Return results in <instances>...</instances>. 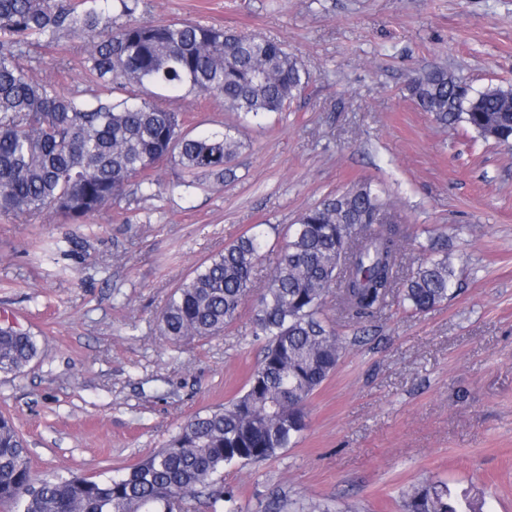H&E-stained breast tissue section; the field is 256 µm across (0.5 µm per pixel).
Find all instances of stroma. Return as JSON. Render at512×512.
<instances>
[{"mask_svg": "<svg viewBox=\"0 0 512 512\" xmlns=\"http://www.w3.org/2000/svg\"><path fill=\"white\" fill-rule=\"evenodd\" d=\"M137 14L277 40L310 80L259 117L208 96L172 101L186 127L238 128L224 177L188 187L168 162L162 193L129 192L79 224L0 216V323L39 346L24 372L0 373V411L35 477L107 478L243 393L266 342L253 310L269 262L223 336L169 343L159 318L170 296L253 226L275 225L268 245L279 247L304 210L366 182L407 229L406 266L446 239L456 291L421 314L394 298L359 322L328 302L344 349L305 429L270 460L225 468L223 486L240 512H265L276 495L404 512V493L428 482L512 512V147L439 124L408 91L436 67L476 90L512 86V0H139ZM84 57L66 34L21 64L90 96Z\"/></svg>", "mask_w": 512, "mask_h": 512, "instance_id": "35a3bbf8", "label": "stroma"}]
</instances>
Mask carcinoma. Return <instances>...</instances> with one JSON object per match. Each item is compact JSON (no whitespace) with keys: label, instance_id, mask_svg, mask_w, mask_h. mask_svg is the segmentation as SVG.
<instances>
[{"label":"carcinoma","instance_id":"carcinoma-1","mask_svg":"<svg viewBox=\"0 0 512 512\" xmlns=\"http://www.w3.org/2000/svg\"><path fill=\"white\" fill-rule=\"evenodd\" d=\"M138 0H0V214L50 213L76 224L120 202L136 184L160 189L154 169L172 160L190 177L224 175L242 141L237 128L193 132L162 92L207 95L224 109L257 116L281 112L308 79L278 41L186 22L137 16ZM124 22L116 26L114 19ZM64 33L86 43L85 78L101 93L89 99L34 81L20 57L34 43ZM417 105L444 126H465L484 140L512 143V87L448 88V71L412 81ZM406 237L368 183L329 196L290 225L254 308L267 343L245 391L182 424L168 443L105 479L73 475L37 481L12 418L0 412V504L21 512H217L233 510L215 489L224 468L271 459L306 426L309 397L334 372L343 343L322 312L332 289L356 316L387 303L405 279L401 301L415 312L448 301L455 272L447 248L404 272ZM266 232L254 230L200 263L171 295L161 334L173 343L208 340L238 316L252 286ZM37 341L0 325V372L20 373L38 357ZM406 512H477L444 483L415 487Z\"/></svg>","mask_w":512,"mask_h":512}]
</instances>
